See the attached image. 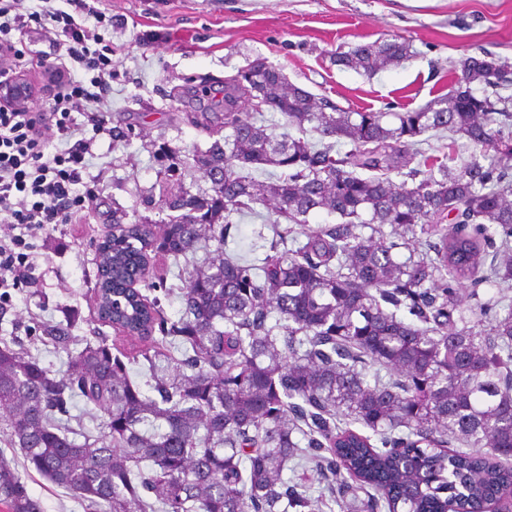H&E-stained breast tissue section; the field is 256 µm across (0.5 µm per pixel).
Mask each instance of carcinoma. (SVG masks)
I'll return each mask as SVG.
<instances>
[{"mask_svg": "<svg viewBox=\"0 0 512 512\" xmlns=\"http://www.w3.org/2000/svg\"><path fill=\"white\" fill-rule=\"evenodd\" d=\"M409 57V43L382 41L338 51L334 62L370 73ZM459 70L446 94L405 112L344 109L288 83L263 58L224 79L219 121L191 116L212 135L229 131L195 156L209 191L162 200L173 215L159 235L131 224L98 245L97 316L148 342L128 362H147L155 395L133 385L128 362L104 342L86 344L60 377L23 350L0 348V430L27 467L84 512H273L280 502L288 512L311 507L283 478L300 422L308 447L341 458L391 512L507 507L512 467L499 460L512 458V308L484 334L465 325L464 312L481 321L477 288L512 282V257L485 270L481 252L498 232L512 235V95H503L512 65L487 52ZM255 85L300 136L277 137L238 109ZM310 130L351 150L341 157L330 142L311 144ZM430 131L448 132L441 160L418 148ZM458 135L479 152L459 170L449 165ZM247 167L268 180L242 174ZM393 172L413 185L394 182ZM268 202L288 221L279 236L306 238L297 250L258 268L211 257L185 281L175 321L129 288L133 276L148 278L145 248L184 256L207 232L222 245L232 214ZM321 210L345 222L310 226ZM455 210L464 223L442 224ZM386 224L403 237H439L434 255L399 259ZM453 281L471 282V293ZM403 307L418 323L397 315ZM43 339L63 349L71 342L59 325L43 327ZM166 343L183 356L172 373L156 349ZM370 366L391 379L369 382ZM76 397L104 413L106 434L63 423ZM340 416L372 430L381 447L336 429ZM150 419L164 430L145 431ZM451 439L473 451L448 453ZM0 504L40 512L2 457Z\"/></svg>", "mask_w": 512, "mask_h": 512, "instance_id": "cac0c4a2", "label": "carcinoma"}]
</instances>
